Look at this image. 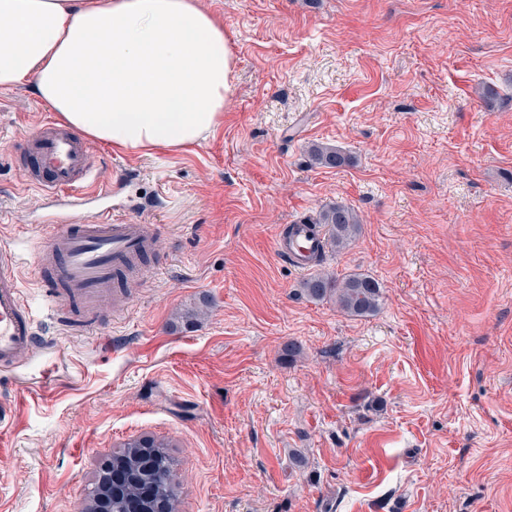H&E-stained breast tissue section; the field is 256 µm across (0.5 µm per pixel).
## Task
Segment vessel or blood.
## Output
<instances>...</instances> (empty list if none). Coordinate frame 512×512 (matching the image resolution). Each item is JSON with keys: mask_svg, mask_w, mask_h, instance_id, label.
Listing matches in <instances>:
<instances>
[{"mask_svg": "<svg viewBox=\"0 0 512 512\" xmlns=\"http://www.w3.org/2000/svg\"><path fill=\"white\" fill-rule=\"evenodd\" d=\"M34 159L27 171L30 186L51 208L43 214L46 235L37 248L35 270L48 309L65 326L87 331L92 313L112 293L118 272L153 247L150 225L127 223L111 210L91 221L72 220L90 197L110 196V187H92L93 160L89 143L52 119H44L26 140ZM324 246L318 225H294L290 237L277 238L278 257L295 268H312V259ZM39 338L26 302L19 265L7 251L0 252V370L31 356Z\"/></svg>", "mask_w": 512, "mask_h": 512, "instance_id": "1", "label": "vessel or blood"}]
</instances>
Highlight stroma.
I'll use <instances>...</instances> for the list:
<instances>
[{
    "label": "stroma",
    "instance_id": "obj_1",
    "mask_svg": "<svg viewBox=\"0 0 512 512\" xmlns=\"http://www.w3.org/2000/svg\"><path fill=\"white\" fill-rule=\"evenodd\" d=\"M200 4L236 56L223 124L188 150L91 144L112 196L85 218L155 229L92 332L34 272L16 157L53 112L0 90V249L51 341L0 374V512H81L143 438L179 512H512V0ZM315 142L349 164H313ZM336 203L361 231L321 269L381 284L368 317L274 253Z\"/></svg>",
    "mask_w": 512,
    "mask_h": 512
}]
</instances>
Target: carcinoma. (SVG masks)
I'll list each match as a JSON object with an SVG mask.
<instances>
[{
    "mask_svg": "<svg viewBox=\"0 0 512 512\" xmlns=\"http://www.w3.org/2000/svg\"><path fill=\"white\" fill-rule=\"evenodd\" d=\"M309 154L315 164L326 168H340L349 163V158L340 150L323 144H314ZM315 223L327 227V245L342 250L348 247L360 232V220L356 211L345 204L324 207ZM303 293L314 301H332L343 313L354 317H365L377 312L381 301V286L378 281L362 274L343 277L318 272L306 278L301 285ZM116 459L125 463L127 470L138 469L144 460L153 466L141 472L139 479L157 485L161 500L177 498L173 462L164 445L154 440H134L125 445Z\"/></svg>",
    "mask_w": 512,
    "mask_h": 512,
    "instance_id": "cac0c4a2",
    "label": "carcinoma"
}]
</instances>
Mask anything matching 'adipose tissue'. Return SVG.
Here are the masks:
<instances>
[{
  "instance_id": "obj_1",
  "label": "adipose tissue",
  "mask_w": 512,
  "mask_h": 512,
  "mask_svg": "<svg viewBox=\"0 0 512 512\" xmlns=\"http://www.w3.org/2000/svg\"><path fill=\"white\" fill-rule=\"evenodd\" d=\"M235 67L197 0H0V89H32L117 152L199 145L224 119Z\"/></svg>"
}]
</instances>
